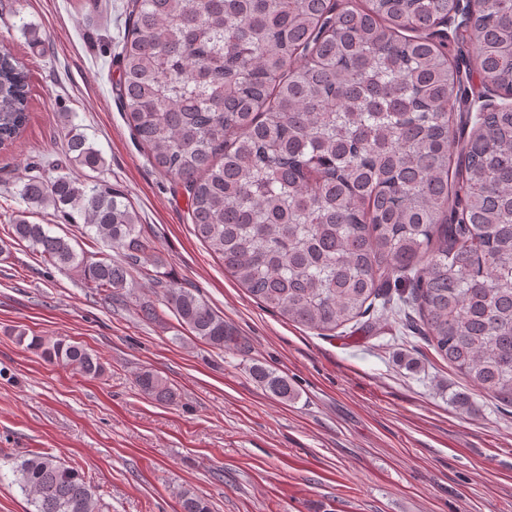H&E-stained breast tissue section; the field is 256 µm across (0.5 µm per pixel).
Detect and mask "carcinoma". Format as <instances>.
<instances>
[{"label": "carcinoma", "instance_id": "cac0c4a2", "mask_svg": "<svg viewBox=\"0 0 512 512\" xmlns=\"http://www.w3.org/2000/svg\"><path fill=\"white\" fill-rule=\"evenodd\" d=\"M454 0H132L117 97L155 167L180 186L195 235L260 305L323 332L357 322L385 290L396 315L413 305L424 336L480 391L512 401V105L488 112L451 166L452 112L469 101L458 64L418 32ZM456 44L478 46L480 84L512 96V0H481ZM27 71L0 54V148L28 123ZM70 165L105 160L69 125ZM18 195L36 208L69 205L118 254L91 261L45 224L11 225L12 239L89 288L118 292L154 267L152 287L179 325L217 349L239 348L218 314L177 280L145 236L138 211L107 184L30 174ZM49 364L98 377L80 344L34 336ZM254 378L282 400L288 379ZM139 390L177 393L146 369ZM31 512H100L101 494L50 453L10 463ZM182 512H211L185 493Z\"/></svg>", "mask_w": 512, "mask_h": 512}]
</instances>
